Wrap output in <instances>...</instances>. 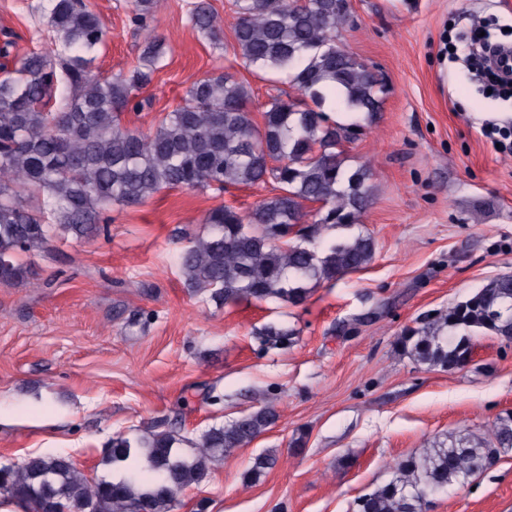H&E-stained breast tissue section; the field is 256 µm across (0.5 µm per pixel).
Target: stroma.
I'll list each match as a JSON object with an SVG mask.
<instances>
[{
  "instance_id": "35a3bbf8",
  "label": "stroma",
  "mask_w": 512,
  "mask_h": 512,
  "mask_svg": "<svg viewBox=\"0 0 512 512\" xmlns=\"http://www.w3.org/2000/svg\"><path fill=\"white\" fill-rule=\"evenodd\" d=\"M107 27L93 63L128 72L148 38L166 44L162 66L123 125L151 132L191 83L232 67L253 90L254 120L276 91L245 67L232 0H210L223 35L199 36L189 0H161L153 21L131 22L130 0H84ZM347 49L374 65L388 94L373 122L344 150L368 167L373 203L358 224L324 231L332 241L370 235L365 269L315 288L294 306L271 299L217 307L183 284L177 255L219 204L250 211L274 184L222 195L161 191L106 211L90 241L54 235L33 256L39 287L0 285V466L31 454L66 453L87 476L111 473L112 436L136 438L158 421L187 441L271 404L280 417L248 447L213 466L174 512H354L355 499L388 480L391 466L452 434L485 435L512 412V341L483 331L474 358L448 370L419 365L396 339L447 314L491 279L512 275V154L486 122L512 126V96L489 93L468 69L480 33L512 45V0H352ZM44 0H0V36L18 65L51 47ZM296 328L287 349L263 348L258 329ZM304 447H292L296 433ZM276 465L256 482L243 474L263 452ZM428 512H512V448L471 479L432 498Z\"/></svg>"
}]
</instances>
